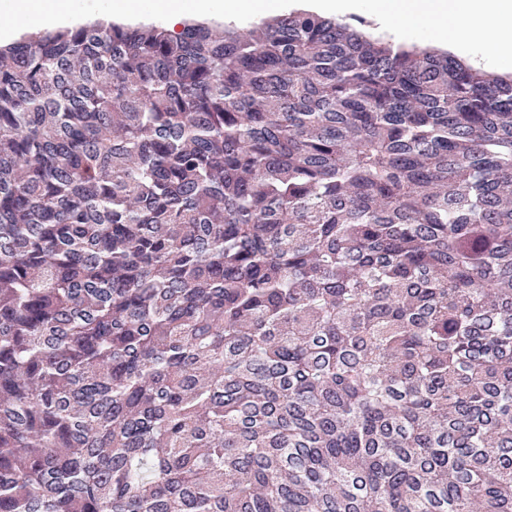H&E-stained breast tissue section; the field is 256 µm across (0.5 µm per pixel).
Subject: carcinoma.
<instances>
[{"label": "carcinoma", "instance_id": "obj_1", "mask_svg": "<svg viewBox=\"0 0 512 512\" xmlns=\"http://www.w3.org/2000/svg\"><path fill=\"white\" fill-rule=\"evenodd\" d=\"M363 26L0 47V512H512V76Z\"/></svg>", "mask_w": 512, "mask_h": 512}]
</instances>
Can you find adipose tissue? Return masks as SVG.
<instances>
[{
    "label": "adipose tissue",
    "instance_id": "adipose-tissue-1",
    "mask_svg": "<svg viewBox=\"0 0 512 512\" xmlns=\"http://www.w3.org/2000/svg\"><path fill=\"white\" fill-rule=\"evenodd\" d=\"M383 31L393 34L421 19L436 42L468 53L472 65L512 56V0H372ZM10 9L34 27L66 15L69 0H11Z\"/></svg>",
    "mask_w": 512,
    "mask_h": 512
}]
</instances>
